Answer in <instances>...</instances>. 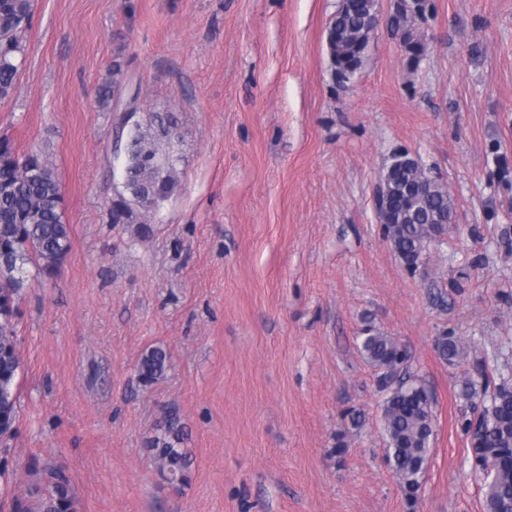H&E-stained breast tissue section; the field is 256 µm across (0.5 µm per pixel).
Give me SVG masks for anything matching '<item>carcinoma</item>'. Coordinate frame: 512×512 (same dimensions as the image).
I'll list each match as a JSON object with an SVG mask.
<instances>
[{
	"label": "carcinoma",
	"instance_id": "1",
	"mask_svg": "<svg viewBox=\"0 0 512 512\" xmlns=\"http://www.w3.org/2000/svg\"><path fill=\"white\" fill-rule=\"evenodd\" d=\"M373 0H349L344 12L334 16L327 33L332 35L333 58L349 66L358 59ZM420 15L396 11L389 29L400 34L408 64H414L428 49L414 35ZM32 16V0H0V99L13 90L22 62V33ZM121 65L112 67V78L98 88V103L108 110L115 94ZM135 101L115 126L117 142L123 144L124 185L111 199L108 215L113 224H135L139 236L149 234L147 217L180 187L177 165L181 161L183 137L173 112H150L138 118ZM396 183L415 182L421 174L413 167L396 168L390 174ZM61 183L51 163L37 152L18 155L6 138L0 139V437L9 441L16 433L18 387L21 359L18 350L17 309L22 291L29 286L26 265L37 274L52 277L71 248L69 225L64 221ZM395 223L382 228L384 238L410 271L416 270L439 228L428 223V214L438 210L454 216L448 191L438 181L427 188L418 204L420 216L411 222L402 217L410 202L397 196L391 200ZM441 357L453 362L463 355L459 340L445 334L437 339ZM360 349L379 371L378 385L384 393L381 426L387 440L389 466L402 490L408 512H415L421 481L426 473L434 415L429 388L421 380L401 372L408 361L399 340L371 327L363 330ZM170 364V353L162 346L145 350L136 364L138 381L151 386L162 379ZM466 396L482 394L483 408L465 418L462 428L469 437L472 469L480 473L485 486L487 512H512V385L502 383L491 389L465 383ZM188 432L180 416L169 412L155 426L151 439L152 461L171 484L189 481L191 454L185 444ZM13 512H78L68 477L45 466L25 494L12 500Z\"/></svg>",
	"mask_w": 512,
	"mask_h": 512
}]
</instances>
